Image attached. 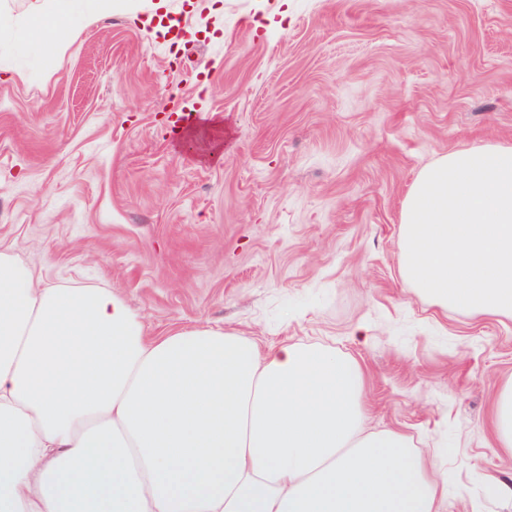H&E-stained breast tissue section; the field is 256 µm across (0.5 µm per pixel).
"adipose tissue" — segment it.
Segmentation results:
<instances>
[{"mask_svg": "<svg viewBox=\"0 0 512 512\" xmlns=\"http://www.w3.org/2000/svg\"><path fill=\"white\" fill-rule=\"evenodd\" d=\"M37 0L30 39L84 24ZM356 359L221 328L152 338L108 288L0 248V512H442L405 434L363 430Z\"/></svg>", "mask_w": 512, "mask_h": 512, "instance_id": "ef3b65f1", "label": "adipose tissue"}]
</instances>
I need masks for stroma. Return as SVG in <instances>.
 Listing matches in <instances>:
<instances>
[{"mask_svg": "<svg viewBox=\"0 0 512 512\" xmlns=\"http://www.w3.org/2000/svg\"><path fill=\"white\" fill-rule=\"evenodd\" d=\"M34 3L0 0V246L153 336L354 357L367 430L432 458L444 512H512L484 494L512 320L432 306L397 248L422 168L512 146V0H112L62 52ZM191 104L213 150L164 134Z\"/></svg>", "mask_w": 512, "mask_h": 512, "instance_id": "stroma-1", "label": "stroma"}]
</instances>
